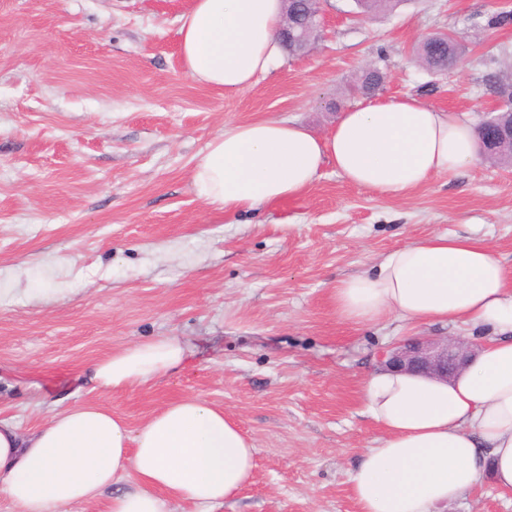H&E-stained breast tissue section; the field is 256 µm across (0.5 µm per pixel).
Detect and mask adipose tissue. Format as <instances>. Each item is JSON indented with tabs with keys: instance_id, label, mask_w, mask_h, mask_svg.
<instances>
[{
	"instance_id": "obj_1",
	"label": "adipose tissue",
	"mask_w": 512,
	"mask_h": 512,
	"mask_svg": "<svg viewBox=\"0 0 512 512\" xmlns=\"http://www.w3.org/2000/svg\"><path fill=\"white\" fill-rule=\"evenodd\" d=\"M281 0H193L180 18L179 50L195 82L235 91L282 57ZM467 117L405 96L344 109L325 133L290 119L226 125L193 172L198 196L227 213L302 196L333 167L349 183L388 197L452 175L479 157ZM330 302L346 321L463 325L482 331L477 354L450 382L382 370L363 386L380 427L348 484L360 512H440L491 477L512 492V271L472 234L429 235L370 270L340 280ZM189 348L174 337L133 343L94 362L106 391L141 387L181 371ZM256 448L239 423L186 396L130 428L94 402L53 414L34 434L0 419V493L15 512H64L95 502L122 476L133 486L110 512H200L231 499L251 479Z\"/></svg>"
}]
</instances>
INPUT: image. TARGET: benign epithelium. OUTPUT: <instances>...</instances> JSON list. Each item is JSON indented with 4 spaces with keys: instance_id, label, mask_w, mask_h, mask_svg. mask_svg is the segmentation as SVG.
Listing matches in <instances>:
<instances>
[{
    "instance_id": "1",
    "label": "benign epithelium",
    "mask_w": 512,
    "mask_h": 512,
    "mask_svg": "<svg viewBox=\"0 0 512 512\" xmlns=\"http://www.w3.org/2000/svg\"><path fill=\"white\" fill-rule=\"evenodd\" d=\"M494 121L484 125L489 137L490 150H512V128L492 127ZM476 344L460 336L445 339H418L390 347L379 355L383 368H397L404 372L429 376L448 382L454 379L475 355Z\"/></svg>"
}]
</instances>
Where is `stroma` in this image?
Here are the masks:
<instances>
[{"instance_id": "stroma-1", "label": "stroma", "mask_w": 512, "mask_h": 512, "mask_svg": "<svg viewBox=\"0 0 512 512\" xmlns=\"http://www.w3.org/2000/svg\"><path fill=\"white\" fill-rule=\"evenodd\" d=\"M192 0H0V417L23 434L54 411L97 402L137 428L196 395L256 448L251 482L216 512H360L348 476L379 437L362 386L385 348L453 328L357 325L329 305L336 283L412 240L484 237L512 267V166L477 160L386 198L332 167L301 197L239 215L206 206L194 166L225 125L293 119L316 133L370 65L375 99L410 95L481 122L512 82V0H400L356 18L323 0V37L250 87L195 83L178 47ZM452 33L458 67L416 61ZM175 336L180 373L90 389L87 366L130 343ZM444 512H512L490 481Z\"/></svg>"}]
</instances>
